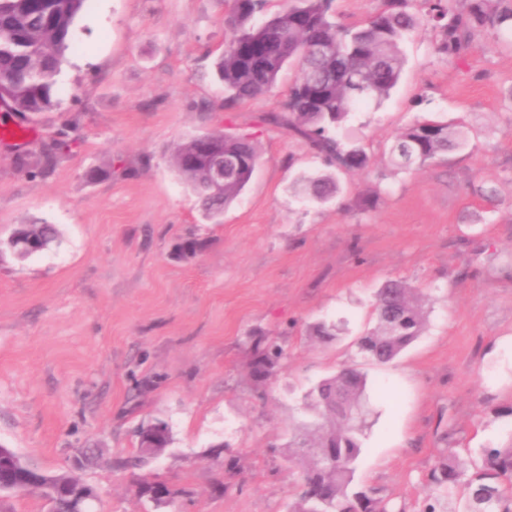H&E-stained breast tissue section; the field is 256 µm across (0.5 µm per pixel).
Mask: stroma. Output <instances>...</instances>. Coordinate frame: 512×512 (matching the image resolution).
<instances>
[{
    "label": "stroma",
    "mask_w": 512,
    "mask_h": 512,
    "mask_svg": "<svg viewBox=\"0 0 512 512\" xmlns=\"http://www.w3.org/2000/svg\"><path fill=\"white\" fill-rule=\"evenodd\" d=\"M227 12L228 0H88L59 105L0 108V125L35 132L0 140V444L46 474L75 471L98 492L94 512H288L303 395L354 364L373 408L355 483L423 512L443 454L470 472L482 449L512 442V42L484 32L448 56L421 26L397 87L340 131L368 169L338 172L339 192L318 203L299 179L328 168L279 121L295 68L224 106ZM428 117L463 127L469 149L398 169L395 137ZM215 130L251 134L259 164L211 220L171 155ZM35 222L59 238L18 259L7 241ZM389 280L422 295L427 320L379 366L355 341ZM322 322L339 338L311 335ZM252 335L288 354L263 381ZM154 422L169 447L118 467ZM148 482L170 498L138 496Z\"/></svg>",
    "instance_id": "35a3bbf8"
}]
</instances>
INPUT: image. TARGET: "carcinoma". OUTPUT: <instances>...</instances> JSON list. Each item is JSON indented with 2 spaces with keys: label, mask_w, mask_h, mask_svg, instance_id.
Wrapping results in <instances>:
<instances>
[{
  "label": "carcinoma",
  "mask_w": 512,
  "mask_h": 512,
  "mask_svg": "<svg viewBox=\"0 0 512 512\" xmlns=\"http://www.w3.org/2000/svg\"><path fill=\"white\" fill-rule=\"evenodd\" d=\"M88 0H0V87L13 111L36 114L58 105L59 76L72 46L74 24ZM268 0H231L225 18L224 53L214 64L224 86V107L270 92L283 69L292 63L298 75L286 104L288 128L325 164L338 170L360 171L368 157L338 138V130L353 108L389 95L404 64L403 44L419 26L409 11L412 0H387V7L365 25L348 28L333 19L334 0H282L280 11L259 22ZM428 20L438 32L437 50L460 55L468 50L476 31L490 27L512 33V7L502 0H422ZM322 42L327 55L311 53ZM224 160L241 165L225 174L224 189L202 177V169L186 167L182 159L195 148L191 137L178 146L172 166L195 193L204 212L218 216L242 193L258 162L248 136H226ZM470 146L466 134L448 122L423 119L403 129L392 154L398 168L412 170ZM338 181L330 174L304 180L312 198L326 200L337 193ZM23 242L55 240L53 224H23L14 230ZM377 330L356 341L360 353L372 363L392 362L419 335L425 323L421 299L412 289L390 281L376 294ZM254 351L252 373L264 379L287 359L284 350L263 336L250 337ZM366 375L344 366L305 395L312 413V434L298 433L288 443V460L303 470L289 512H401L396 505L374 497L354 484L361 437L367 429ZM135 451L124 465L139 467L157 458L171 440L139 429ZM322 448L324 466L313 469L307 452L298 447ZM482 466L468 474L450 452L439 458L431 472L435 495L424 512H512V443L485 448Z\"/></svg>",
  "instance_id": "cac0c4a2"
}]
</instances>
